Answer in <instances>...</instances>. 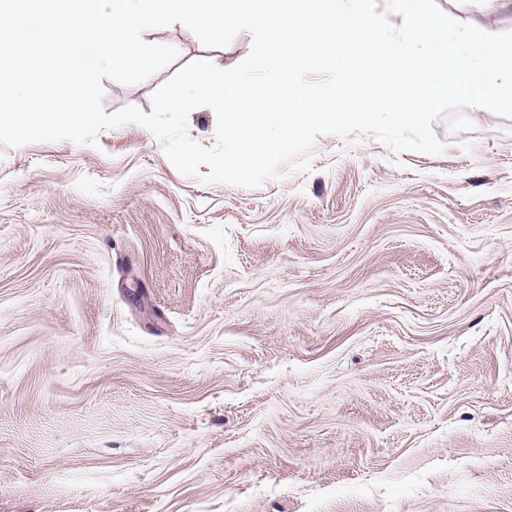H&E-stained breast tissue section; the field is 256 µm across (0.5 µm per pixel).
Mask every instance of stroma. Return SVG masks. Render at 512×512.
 <instances>
[{
	"label": "stroma",
	"mask_w": 512,
	"mask_h": 512,
	"mask_svg": "<svg viewBox=\"0 0 512 512\" xmlns=\"http://www.w3.org/2000/svg\"><path fill=\"white\" fill-rule=\"evenodd\" d=\"M512 30L491 0H437ZM103 79V107L214 53ZM254 188L147 128L0 145V512H512V120Z\"/></svg>",
	"instance_id": "obj_1"
}]
</instances>
